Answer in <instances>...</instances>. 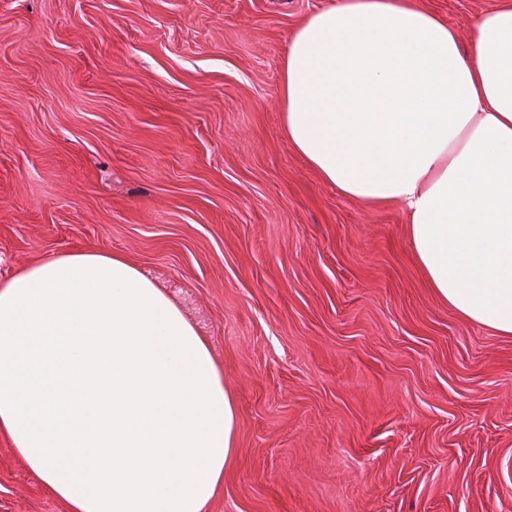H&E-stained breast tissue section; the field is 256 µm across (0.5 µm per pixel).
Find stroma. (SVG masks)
<instances>
[{
    "instance_id": "35a3bbf8",
    "label": "stroma",
    "mask_w": 512,
    "mask_h": 512,
    "mask_svg": "<svg viewBox=\"0 0 512 512\" xmlns=\"http://www.w3.org/2000/svg\"><path fill=\"white\" fill-rule=\"evenodd\" d=\"M329 2L0 0V279L110 251L181 306L237 403L207 512H512V336L282 128L288 44ZM418 2L466 51L506 0ZM0 512H67L3 438Z\"/></svg>"
}]
</instances>
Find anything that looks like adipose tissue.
I'll use <instances>...</instances> for the list:
<instances>
[{
  "label": "adipose tissue",
  "mask_w": 512,
  "mask_h": 512,
  "mask_svg": "<svg viewBox=\"0 0 512 512\" xmlns=\"http://www.w3.org/2000/svg\"><path fill=\"white\" fill-rule=\"evenodd\" d=\"M470 46L415 0H332L288 46L283 128L323 182L402 204L437 296L512 336V4ZM0 436L68 512H205L236 403L135 264L64 252L0 280Z\"/></svg>",
  "instance_id": "obj_1"
}]
</instances>
